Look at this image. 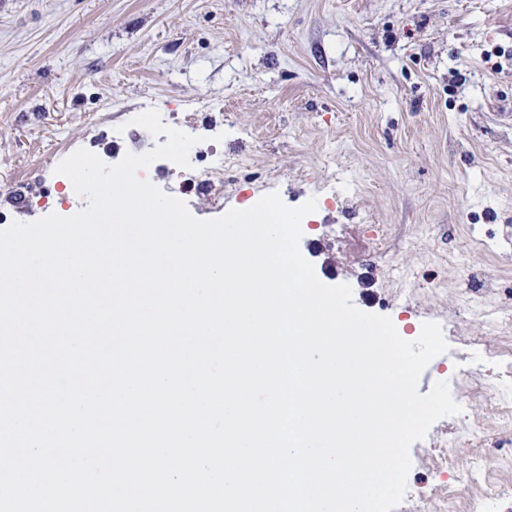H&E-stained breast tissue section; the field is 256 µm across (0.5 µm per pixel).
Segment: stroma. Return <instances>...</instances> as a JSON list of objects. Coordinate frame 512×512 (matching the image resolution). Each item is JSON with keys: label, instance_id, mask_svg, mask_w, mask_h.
I'll list each match as a JSON object with an SVG mask.
<instances>
[{"label": "stroma", "instance_id": "35a3bbf8", "mask_svg": "<svg viewBox=\"0 0 512 512\" xmlns=\"http://www.w3.org/2000/svg\"><path fill=\"white\" fill-rule=\"evenodd\" d=\"M195 101L223 111L238 164L188 201L195 218L316 198L299 249L318 278L406 340L440 325L448 349L419 392L481 376L471 413L512 406L482 346L488 322L512 330V0H0V210L70 215L48 191L66 156L111 162L106 138L140 106ZM457 260L495 279V300ZM456 440L448 416L412 445L406 512L461 475H512V425Z\"/></svg>", "mask_w": 512, "mask_h": 512}]
</instances>
